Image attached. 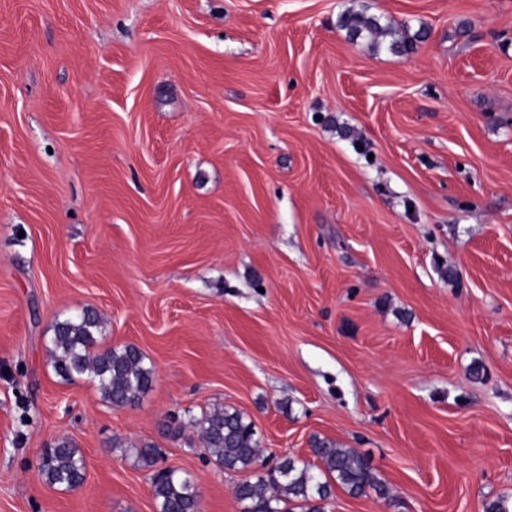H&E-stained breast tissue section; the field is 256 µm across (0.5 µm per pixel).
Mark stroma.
Masks as SVG:
<instances>
[{"label": "stroma", "mask_w": 512, "mask_h": 512, "mask_svg": "<svg viewBox=\"0 0 512 512\" xmlns=\"http://www.w3.org/2000/svg\"><path fill=\"white\" fill-rule=\"evenodd\" d=\"M85 308L136 406L56 374ZM214 406L270 463L365 456L388 497L325 512L512 499V0H0V512H157L146 444L244 512L184 426ZM337 25L346 32V36L353 43L367 39L371 48L375 50L385 48L398 55L413 52L416 42L422 38V33L419 31L412 36L395 38L396 23L389 21L381 24L379 18L356 11L342 13L338 18ZM387 37H390V40H387ZM40 476L50 485L73 489L85 479V464L78 448L69 441H60L47 448L39 465Z\"/></svg>", "instance_id": "35a3bbf8"}]
</instances>
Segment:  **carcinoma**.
Wrapping results in <instances>:
<instances>
[{
	"instance_id": "carcinoma-1",
	"label": "carcinoma",
	"mask_w": 512,
	"mask_h": 512,
	"mask_svg": "<svg viewBox=\"0 0 512 512\" xmlns=\"http://www.w3.org/2000/svg\"><path fill=\"white\" fill-rule=\"evenodd\" d=\"M337 25L354 43L367 39L371 48H384L398 55L413 52L422 38L419 31L396 38V23L382 24L378 18L356 11L341 14ZM100 326L99 314L89 309L56 323L50 339L54 370L68 381L86 377L98 383L103 399L116 407L135 406L152 387L154 370L132 345L92 352ZM186 426L199 435L205 453L226 472L249 471L259 462L252 424L236 411L215 409L198 418L191 416ZM311 451L321 466L284 459L236 483L235 498L262 512H324L323 502L332 495L334 484L352 497L371 492L387 496L385 485L354 449L318 439ZM39 471L48 484L69 489L81 486L85 479L83 457L69 441L46 449ZM152 495L158 512H199V496L193 481L177 469L154 476Z\"/></svg>"
}]
</instances>
